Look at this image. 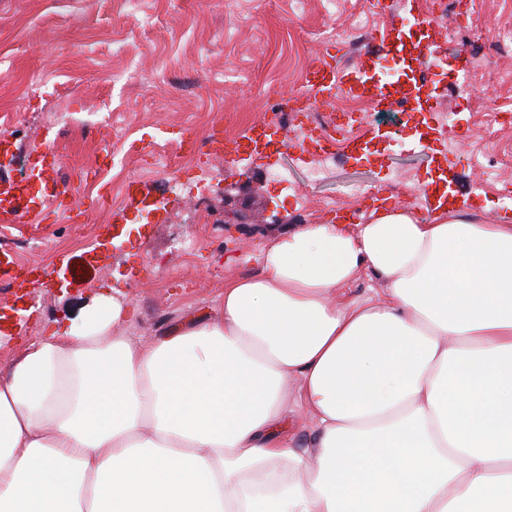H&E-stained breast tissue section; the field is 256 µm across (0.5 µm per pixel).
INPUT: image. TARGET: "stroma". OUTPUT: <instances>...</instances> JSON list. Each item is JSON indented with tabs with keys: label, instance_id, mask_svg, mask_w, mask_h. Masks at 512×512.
Masks as SVG:
<instances>
[{
	"label": "stroma",
	"instance_id": "stroma-1",
	"mask_svg": "<svg viewBox=\"0 0 512 512\" xmlns=\"http://www.w3.org/2000/svg\"><path fill=\"white\" fill-rule=\"evenodd\" d=\"M356 7L357 0H138L132 12L125 0H0V137L19 157L47 143L59 159L58 182L81 190L91 218L83 226L51 212L27 224L0 223V254L66 273L62 286L43 280L23 300L16 288H0L1 309L29 305L38 313L0 347V372L22 344L80 322L105 283L136 307L128 334L142 341L215 313L225 280L260 273L259 255L279 221H326L336 200L367 221L371 193L394 181L424 184L443 169L455 198L482 218L512 214V139L471 138L481 126L512 127V61L484 80L492 112L473 111L450 79L458 57L486 52L512 31V0H479L472 29L457 34L433 35L394 8L369 16L372 29H396L414 47L408 62L389 55L381 81L399 77L423 90L409 122L390 111L368 113L359 134L370 159L328 163L312 185L302 149L231 151L184 169L185 197L150 221L139 219V206L119 202L127 178L145 185L146 199L167 194L162 169L176 156L180 131L201 137L220 125L235 138L260 125L268 97L301 86L309 59L297 46L332 50L339 64L351 63L355 51L319 37ZM434 39L441 45L435 56L428 52ZM441 113L453 121L451 151L432 131ZM158 127L169 129L168 139L129 152V140ZM473 153L497 163L492 190L479 189L466 161ZM273 167L287 172V182L267 180ZM236 182L240 200L225 204L224 187ZM103 185L116 205L97 206Z\"/></svg>",
	"mask_w": 512,
	"mask_h": 512
}]
</instances>
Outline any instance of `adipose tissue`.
I'll use <instances>...</instances> for the list:
<instances>
[{"mask_svg": "<svg viewBox=\"0 0 512 512\" xmlns=\"http://www.w3.org/2000/svg\"><path fill=\"white\" fill-rule=\"evenodd\" d=\"M134 315L101 293L0 375V512H512V217L283 228L216 313ZM370 288H382V285L380 280L369 272L347 288H340L338 292L343 301L350 302L371 295Z\"/></svg>", "mask_w": 512, "mask_h": 512, "instance_id": "obj_1", "label": "adipose tissue"}]
</instances>
